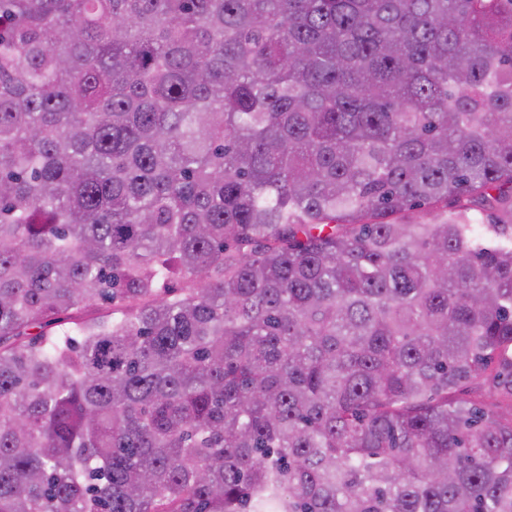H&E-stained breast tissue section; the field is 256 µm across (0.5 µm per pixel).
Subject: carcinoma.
<instances>
[{
  "label": "carcinoma",
  "instance_id": "obj_1",
  "mask_svg": "<svg viewBox=\"0 0 512 512\" xmlns=\"http://www.w3.org/2000/svg\"><path fill=\"white\" fill-rule=\"evenodd\" d=\"M0 512H512V0H0Z\"/></svg>",
  "mask_w": 512,
  "mask_h": 512
}]
</instances>
